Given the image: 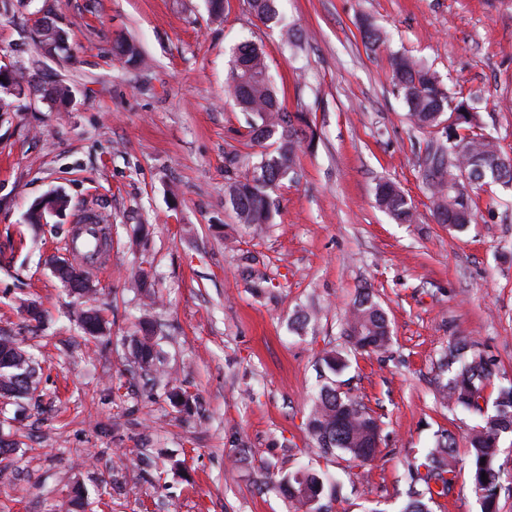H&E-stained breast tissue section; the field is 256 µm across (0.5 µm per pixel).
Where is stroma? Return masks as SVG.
<instances>
[{"instance_id": "35a3bbf8", "label": "stroma", "mask_w": 512, "mask_h": 512, "mask_svg": "<svg viewBox=\"0 0 512 512\" xmlns=\"http://www.w3.org/2000/svg\"><path fill=\"white\" fill-rule=\"evenodd\" d=\"M46 4L70 35L69 56L35 50L29 17ZM279 6L303 32L300 46L247 0H229L220 19L206 0H0V64L56 74L73 90L64 112L25 96L24 111L0 113V335L24 339L43 368L23 416L12 405L0 413V431L18 442L0 474V512H64L76 481L86 512H294L263 475L303 464L338 480L331 512H401L410 465L444 431L456 439V479L433 512H480L468 467L480 418L441 401L440 360L465 339L496 364L487 396L512 383V190L476 192L465 231L436 222L418 167L430 134L394 94L389 57L429 66L512 152V0ZM364 17L389 37L378 50L361 39ZM119 39L143 65L113 59ZM244 39L263 46L285 108L317 133L297 180L276 191L273 223L247 232L225 203L224 167L248 131L224 95L227 51ZM382 180L401 187L417 223L377 207ZM52 191L72 209L26 223ZM97 215L112 226L111 268L93 275L86 302L111 331L92 339L49 259L66 254L72 224ZM141 270L154 285L149 310L128 285ZM364 286L386 309L393 344L352 355L338 378L381 426L376 460L354 468L323 453L306 423L317 360L338 344ZM30 303L42 321L27 320ZM302 307L315 319L298 333L291 319ZM145 314L164 354L153 375L128 360ZM175 386L196 397L194 416L171 405Z\"/></svg>"}]
</instances>
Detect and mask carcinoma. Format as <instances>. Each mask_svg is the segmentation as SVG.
<instances>
[{
	"mask_svg": "<svg viewBox=\"0 0 512 512\" xmlns=\"http://www.w3.org/2000/svg\"><path fill=\"white\" fill-rule=\"evenodd\" d=\"M251 12L264 24L278 19V0H248ZM32 28L38 36L40 51L51 42L66 43V33L57 28L49 15L32 13ZM360 32L372 50L385 42L383 33L370 21L363 20ZM114 56L128 66L142 63L140 50L133 44H115ZM393 90L408 109L410 122L421 130H432L435 136L426 145L420 168L429 190L437 223L463 231L475 222L476 211L469 189L490 184L512 185V154L504 151L497 140L476 130L471 112L464 103L453 102L447 88L434 71L405 54L389 57ZM39 89L44 98L60 103L70 99L72 88L62 82H48L23 67L14 69L13 88L0 85V112L17 109L9 97L20 96L24 89ZM225 92L235 106L251 118L250 146L261 151L251 155L233 150L227 153L229 166L237 170L255 157L249 173L238 176L226 189V196L237 223L251 229L272 223L276 209L272 193L283 181L297 176L298 154L305 142L314 139V131L302 112H289L283 106L269 75L262 48L252 40H244L230 49ZM461 109L457 121L441 127L451 104ZM376 203L399 224H412L416 210L404 192L394 183L377 184ZM86 274L81 267L67 271L64 281L70 293L81 295L87 290ZM80 323L85 334L98 337L107 331L101 312L89 307L81 310ZM340 335L345 347L332 348L319 358L324 382L312 401L307 430L317 446L326 454L336 452L362 465L377 457L380 426L371 410L355 396L341 390L333 376L348 364L353 353L385 352L392 344V328L387 313L368 291L360 292L352 302ZM130 355L136 362L152 370L160 363L158 343L152 325L143 320L141 330L129 340ZM446 367L450 376L440 386L442 397L479 414L481 424L474 429L469 448L471 490L481 512H498V493L502 484L501 468L496 466L501 434L512 432V384L499 386L493 400L494 412L483 409L485 388L493 376L490 360L472 351L465 340L449 348ZM39 360L16 337L0 336V398L17 405L36 390L40 373ZM169 399L179 411L192 412V399L174 387ZM455 438L444 433L436 447L426 456L422 473L409 470L408 501L402 512H431L435 498L446 497L455 478ZM487 481H482V475ZM328 477L309 468L297 469L286 477L267 482L270 489L288 497L305 512H327L320 504Z\"/></svg>",
	"mask_w": 512,
	"mask_h": 512,
	"instance_id": "1",
	"label": "carcinoma"
}]
</instances>
